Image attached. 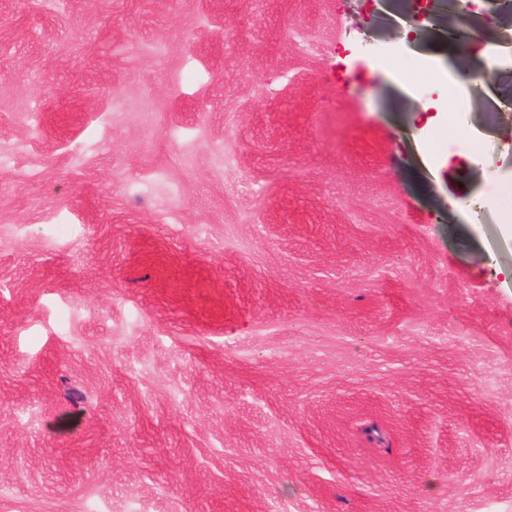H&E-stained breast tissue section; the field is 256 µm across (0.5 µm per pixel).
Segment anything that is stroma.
<instances>
[{
  "label": "stroma",
  "mask_w": 512,
  "mask_h": 512,
  "mask_svg": "<svg viewBox=\"0 0 512 512\" xmlns=\"http://www.w3.org/2000/svg\"><path fill=\"white\" fill-rule=\"evenodd\" d=\"M367 12L0 0V512H512V111Z\"/></svg>",
  "instance_id": "35a3bbf8"
}]
</instances>
